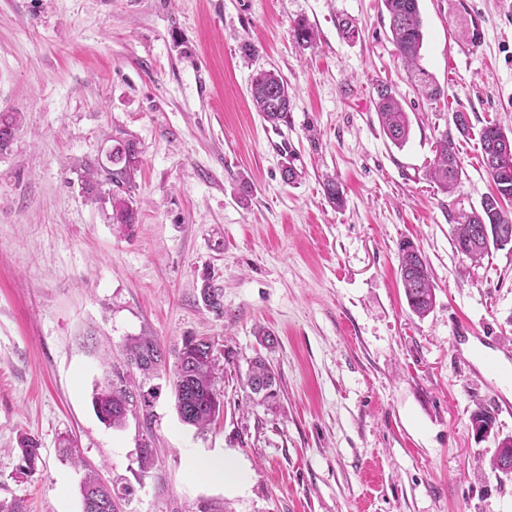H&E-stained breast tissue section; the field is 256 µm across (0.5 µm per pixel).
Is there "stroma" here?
Masks as SVG:
<instances>
[{"instance_id":"1","label":"stroma","mask_w":512,"mask_h":512,"mask_svg":"<svg viewBox=\"0 0 512 512\" xmlns=\"http://www.w3.org/2000/svg\"><path fill=\"white\" fill-rule=\"evenodd\" d=\"M471 3L485 48L457 65L448 38L469 29L457 0H419L421 64L444 92L433 102L398 59L381 0H0V112L22 116L0 156V500L82 512L90 467L132 488L121 512H512V475L480 471L512 437V412L480 344L455 342L467 323L512 348V245L474 264L452 242L491 190L478 129H512V6ZM345 18L356 37L340 31ZM300 21L312 45L293 36ZM262 69L292 95L276 127L251 101ZM382 81L410 118L400 147L376 115ZM458 110L473 127L465 137ZM445 133L462 167L451 194L427 175ZM129 136L139 222L125 231L86 200L78 172ZM283 136L286 158L272 147ZM332 178L340 208L324 194ZM405 239L434 278L423 318L399 279ZM207 278L223 315L201 300ZM142 334L170 348L215 341L224 411L207 430L179 419L169 374L151 381L150 423L100 422L104 358ZM257 356L277 377L273 410L242 385ZM480 407L495 416L486 437L471 429ZM148 431L157 454L144 469ZM26 434L42 448L33 474L20 469ZM63 437L84 466L59 455ZM224 452L243 462L244 492L191 474L195 454Z\"/></svg>"}]
</instances>
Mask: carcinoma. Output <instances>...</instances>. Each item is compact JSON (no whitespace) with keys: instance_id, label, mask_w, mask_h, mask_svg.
Here are the masks:
<instances>
[{"instance_id":"cac0c4a2","label":"carcinoma","mask_w":512,"mask_h":512,"mask_svg":"<svg viewBox=\"0 0 512 512\" xmlns=\"http://www.w3.org/2000/svg\"><path fill=\"white\" fill-rule=\"evenodd\" d=\"M382 3L389 16V30L398 57L411 70L419 93L429 100L438 99L441 88L420 65L424 21L419 0H382ZM250 93L264 121L274 126L288 122L292 97L287 83L275 71L256 72ZM376 97L383 133L393 144H405L410 123L402 100L389 85L382 83L376 86ZM19 121L20 116L15 112L0 113V155L10 150ZM479 142L483 166L494 189L482 199L479 209L457 224L454 235L456 251L474 263L489 252V240L500 238L503 228H512V219L503 209V203L512 202V130L489 122L480 129ZM140 167L136 141L123 138L112 146L109 158L86 164L79 175L88 199L103 208L110 207V223L125 226L138 223L134 191ZM460 172V159L452 140L445 134L437 142L429 176L442 191L451 194L459 186ZM399 276L411 312L419 317L427 316L435 303L430 268L421 251L407 240L399 245ZM201 299L208 309L224 315L222 289L206 283L201 289ZM208 348V339L193 336L184 337L182 346L174 350L167 349L156 336L130 337L121 346L123 363L110 365L106 384L93 396V407L99 419L112 428L122 426L130 414L142 415L146 435L139 448L142 467L150 465L155 456L150 415L157 391L145 387V383L166 369L168 363L174 364V405L183 423L203 429L223 411L224 401L216 389L214 361L209 358ZM246 385L255 395L256 404L274 408L278 382L263 358L250 361ZM19 445L20 469L31 474L41 460L39 444L25 436ZM131 494L130 487H119L91 473L81 484L82 512H115L117 501Z\"/></svg>"}]
</instances>
